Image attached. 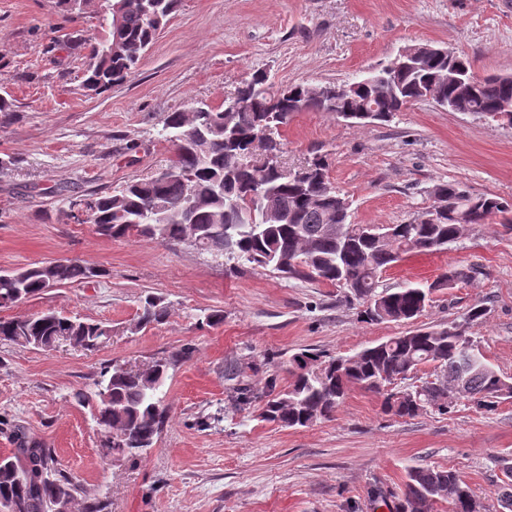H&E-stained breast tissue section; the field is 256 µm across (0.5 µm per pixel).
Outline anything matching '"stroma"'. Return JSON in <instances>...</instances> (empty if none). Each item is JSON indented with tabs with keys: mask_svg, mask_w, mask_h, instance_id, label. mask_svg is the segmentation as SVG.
<instances>
[{
	"mask_svg": "<svg viewBox=\"0 0 512 512\" xmlns=\"http://www.w3.org/2000/svg\"><path fill=\"white\" fill-rule=\"evenodd\" d=\"M108 32L93 5L64 16L55 0H0V95L13 103L0 122V157L16 160L0 176V271L72 258L96 272L0 316L54 310L112 327L91 351L0 342V455L21 434L49 449L75 487L71 512H394L415 467L457 471L481 512H498L512 398L491 413L463 400L446 415L402 419L356 388L333 418L293 430L264 421L260 397L237 406L224 377L236 366L260 394L268 379L287 385L288 359L302 349L351 355L409 324L363 322L338 288L186 242L102 237L67 217L63 200L165 169L174 155L167 113L221 106L257 70L279 86L336 84L428 43L465 54L479 74L512 76V0H180L137 70L97 95L84 88L83 71ZM274 137L285 169L325 158L356 224L407 223L432 206L439 183L512 202V124L430 100L365 125L301 112ZM471 264L481 275L437 291L419 322L463 325L512 378V229L470 226L448 249L394 264L381 284H429ZM150 295L169 314L141 328ZM479 301L486 316L466 323ZM209 313L222 322L203 324ZM158 359L169 363L167 417L153 447L106 453L78 394L96 391L106 367ZM374 491L386 497L375 508Z\"/></svg>",
	"mask_w": 512,
	"mask_h": 512,
	"instance_id": "stroma-1",
	"label": "stroma"
}]
</instances>
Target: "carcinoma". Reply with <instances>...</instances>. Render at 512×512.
Wrapping results in <instances>:
<instances>
[{"label":"carcinoma","instance_id":"carcinoma-1","mask_svg":"<svg viewBox=\"0 0 512 512\" xmlns=\"http://www.w3.org/2000/svg\"><path fill=\"white\" fill-rule=\"evenodd\" d=\"M110 18L108 38L91 52L92 63L83 85L96 94L121 83L132 73L143 53L177 10L179 0H56L57 9L70 15L93 2ZM124 4L120 20L115 7ZM406 63L386 72L334 85L336 94L320 98L301 84L274 88L264 70L255 71L237 89L231 117L223 109L203 103L187 112H170L164 121L166 139L175 159L167 178L152 177L127 184L112 195L68 197L80 203L82 222L95 225L107 238L135 234L150 240L188 242L203 250L229 254L245 263L270 267L290 278L317 280L346 290L362 304L364 322L412 323L432 302V295L481 274L475 265L448 269L433 283L406 284L380 289L382 273L410 254L435 252L458 241V223L447 215L434 223L417 219L408 224H353L348 204L327 175L328 164L314 158L303 168L286 173L275 161L254 165L249 155L263 150L278 154L279 144L263 139L266 129L288 124L297 112H332L357 124L388 122L420 100L423 92L441 93L453 112H470L485 119L512 105V76L479 77L464 56L429 55L420 46L409 47ZM461 81L445 86L448 70ZM374 105L377 116L360 110ZM435 189L454 196L468 211L469 224H487L500 216L512 223V204L494 195H474L460 186L438 184ZM269 193L280 217L269 220L255 196ZM342 227L339 235L327 224ZM91 278V268L75 259H59L41 266L0 274V308L10 307L51 286ZM167 307L153 296L145 298L138 326L163 321ZM112 336L104 322L63 316L55 311L36 316L0 317V340L37 348L60 341L94 350ZM291 380L280 388L276 379L266 384L265 420L285 428H303L330 419L351 388L358 386L382 397L383 412L412 418L431 408L440 414L459 400L456 385L464 384V398L491 412L501 400L512 398V382L488 364L472 337L458 326L416 327L366 346L352 356L329 360L305 350L291 360ZM433 372L422 384L396 388L422 366ZM168 362L158 360L138 369L112 367L102 374L98 391L84 401H95L94 417L102 447L110 450L153 446L167 410L162 387ZM233 382L235 402L247 406L255 399L250 384L234 366L224 370ZM48 449L26 439L8 455L0 456V500L17 512H54L60 499H72L73 488L53 477ZM504 485L498 497L500 512H512V463L503 469ZM479 512L470 485L454 470L417 467L408 471L395 512Z\"/></svg>","mask_w":512,"mask_h":512}]
</instances>
